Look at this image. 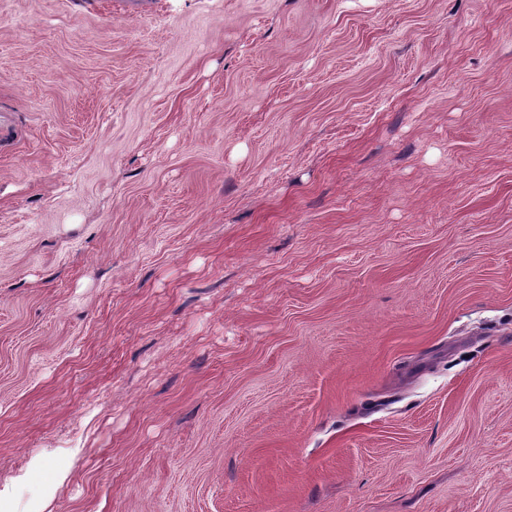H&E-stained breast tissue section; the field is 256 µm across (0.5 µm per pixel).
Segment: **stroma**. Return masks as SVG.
Here are the masks:
<instances>
[{
    "label": "stroma",
    "instance_id": "1",
    "mask_svg": "<svg viewBox=\"0 0 512 512\" xmlns=\"http://www.w3.org/2000/svg\"><path fill=\"white\" fill-rule=\"evenodd\" d=\"M0 0V512H512V0Z\"/></svg>",
    "mask_w": 512,
    "mask_h": 512
}]
</instances>
